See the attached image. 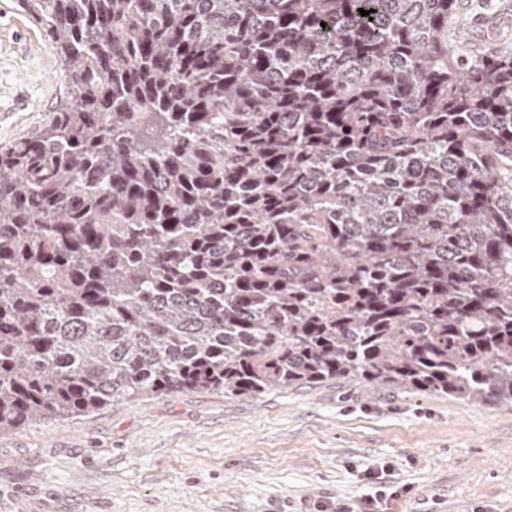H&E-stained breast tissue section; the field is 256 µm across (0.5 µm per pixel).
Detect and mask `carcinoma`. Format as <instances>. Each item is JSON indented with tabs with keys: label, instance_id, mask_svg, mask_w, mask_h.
<instances>
[{
	"label": "carcinoma",
	"instance_id": "cac0c4a2",
	"mask_svg": "<svg viewBox=\"0 0 512 512\" xmlns=\"http://www.w3.org/2000/svg\"><path fill=\"white\" fill-rule=\"evenodd\" d=\"M455 2L18 0L65 98L0 148V433L342 378L512 405V52L449 48Z\"/></svg>",
	"mask_w": 512,
	"mask_h": 512
}]
</instances>
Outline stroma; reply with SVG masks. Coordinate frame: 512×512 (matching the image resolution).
Returning a JSON list of instances; mask_svg holds the SVG:
<instances>
[{
    "instance_id": "stroma-1",
    "label": "stroma",
    "mask_w": 512,
    "mask_h": 512,
    "mask_svg": "<svg viewBox=\"0 0 512 512\" xmlns=\"http://www.w3.org/2000/svg\"><path fill=\"white\" fill-rule=\"evenodd\" d=\"M472 51L512 0H456ZM62 62L0 0V147L44 127ZM512 512V408L349 379L185 390L0 433V512Z\"/></svg>"
}]
</instances>
